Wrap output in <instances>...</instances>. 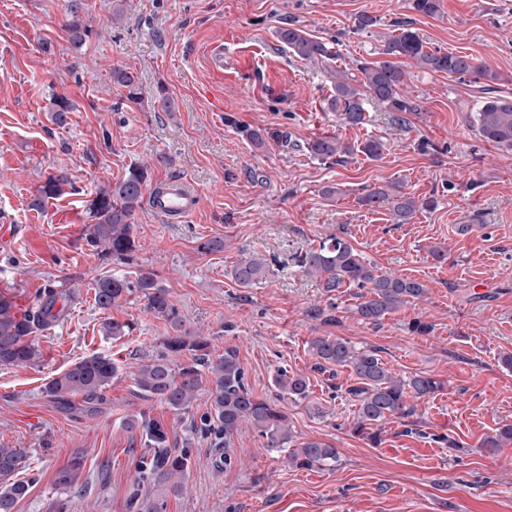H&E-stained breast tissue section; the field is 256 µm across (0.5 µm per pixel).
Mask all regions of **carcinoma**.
<instances>
[{
    "instance_id": "carcinoma-1",
    "label": "carcinoma",
    "mask_w": 512,
    "mask_h": 512,
    "mask_svg": "<svg viewBox=\"0 0 512 512\" xmlns=\"http://www.w3.org/2000/svg\"><path fill=\"white\" fill-rule=\"evenodd\" d=\"M70 15L68 31L74 46H82L91 35L84 22L83 0H68ZM398 33L391 36L382 50L389 59L371 64H360V75H351L340 68L328 71L333 82L332 94L325 106L336 112L345 123L358 125L365 118V102L378 103L392 113V121L403 125L407 114L419 110V105L405 92L406 72L393 57H406L424 71L443 73L450 77H471L483 82L484 94L480 108L474 112L473 126L485 140L501 147L512 148V97L498 94L492 84L499 75L470 55L454 54L439 49H428L419 35L397 24ZM282 48L300 59L323 62L334 59L330 47L323 40L312 36L303 27L286 22L275 31ZM112 82L123 89V98L136 102L140 96L138 77L123 69H112ZM72 104L64 97L55 100L52 120L58 126L66 124ZM383 144L376 138L367 139L359 146L343 143L335 137L315 138L308 143L310 153L321 159L342 162L348 155L362 153L374 159L380 157ZM148 178L146 170L137 167L128 172L118 183L98 188L94 197L85 205L86 243L105 256L121 263H129L135 250L134 224L136 211L142 208L144 187ZM74 187L72 176L59 170L47 176L38 188L35 203L53 198ZM361 205L371 209L389 206L392 222L409 224L422 209L434 205V200L424 201L404 191L397 183H390L367 190L359 197ZM303 272L319 282L324 291L331 293L348 285L365 290L356 313L366 324L377 325L404 305L427 295L426 286L420 281L393 274H383L357 251L346 239L331 235L319 245L298 256ZM267 266L261 259L244 258L231 270L234 282L248 288L263 279ZM139 292L146 299L147 309L168 321L175 335L165 342V351L147 359L135 373L137 392L148 400H156L174 411H187L197 399L202 388H207L210 406L203 416L206 432L214 435L216 445L224 448V464L231 461L230 443L239 427L248 422L265 440L269 451L288 449V464L298 469L334 466L337 450L330 444L307 440L288 448L293 435L288 425V415L277 404L257 398L245 382V370L233 349L215 359L206 352L207 342L183 332L182 321L167 291L157 284L156 275L141 270L135 276L112 275L100 278L95 285V301L100 309H109L124 296ZM57 296L49 291L39 294L23 312L15 309L13 302L0 296V366L35 365L43 358L34 333L50 327L63 315L64 309H55ZM310 349L317 359V368L324 371L331 367H348L356 378L347 389L357 406L355 430L365 433L372 425H380L389 418L409 414L408 398H422L442 388L441 382L428 375H416L404 381L396 377L378 358L375 352L356 349L350 341L339 336H317L310 341ZM185 350L195 352L191 362L173 366L171 354ZM119 366L108 355L93 353L72 364L51 379L45 387L46 394L63 410L70 408V397L81 394L85 399H103L104 393L118 376ZM274 386L279 398L293 402L309 395L308 379L300 374H289L288 369L278 371ZM130 431H138L149 450L136 465L137 482L149 485L151 492L134 493L129 499V512H160L159 501L169 491H175L178 480L189 469V448L175 453L169 448L168 431L156 420L132 419L127 423ZM512 443V425H505L484 441L486 448H502ZM83 455L75 453L68 463L56 473L55 483L62 489H83L79 483ZM30 469L27 454L17 448H0V512H13L18 499L25 496L28 483L18 479Z\"/></svg>"
}]
</instances>
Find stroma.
Instances as JSON below:
<instances>
[{
  "mask_svg": "<svg viewBox=\"0 0 512 512\" xmlns=\"http://www.w3.org/2000/svg\"><path fill=\"white\" fill-rule=\"evenodd\" d=\"M411 0H85L92 34L74 48L67 0H0V292L34 295L58 288L64 318L39 331L35 366L0 367V447L23 449L31 486L14 512H128L135 465L145 447L129 419L162 422L170 446L192 448V464L163 512H512V446L483 441L512 424V149L483 140L468 124L480 93L473 80L408 70L407 95L420 107L406 125L368 104L364 123L327 111L332 84L324 63L285 51L274 37L295 22L333 42L336 66L381 60L395 21L409 22L429 48L463 52L488 65L512 92V0H441L432 16ZM123 17L113 22L114 6ZM376 17L355 27L360 13ZM134 72L141 98L131 103L112 82L114 68ZM73 110L52 122L57 97ZM171 111H161L159 97ZM258 129L263 145L239 129ZM334 135L357 144L378 138L381 158L357 153L343 163L314 158L307 144ZM136 166L148 188L173 179L199 193V205L173 223L142 207L133 217L135 249L127 264L101 257L85 241L84 206L98 187ZM69 170L74 188L36 203L47 174ZM399 182L433 208L411 223H392L387 208L361 207L364 188ZM330 234L347 238L381 271L421 281L427 295L362 322L360 289L328 293L304 274L297 257ZM220 252H202L210 239ZM444 260H435L433 249ZM268 272L249 288L230 271L243 257ZM152 271L184 328L209 342L211 355L234 349L259 398L276 394L278 368L309 380V396L282 408L297 441L337 449L332 469L289 466L250 425L231 453L212 447L191 422L210 401L199 394L189 412L139 397L134 375L173 330L134 293L111 309L94 301L98 278ZM130 323L128 336L102 332L108 319ZM430 333L411 331L413 321ZM317 336H340L376 350L394 375L428 374L442 390L409 399L408 416L383 423L378 442L355 435L347 393L350 368L317 369ZM103 353L120 371L103 401L75 395L62 410L44 387L76 360ZM84 453L78 494L59 489L57 471Z\"/></svg>",
  "mask_w": 512,
  "mask_h": 512,
  "instance_id": "35a3bbf8",
  "label": "stroma"
}]
</instances>
